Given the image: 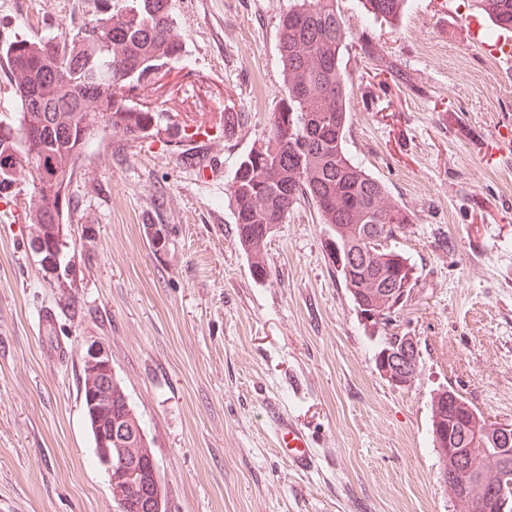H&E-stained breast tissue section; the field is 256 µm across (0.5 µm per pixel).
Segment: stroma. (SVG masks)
I'll return each mask as SVG.
<instances>
[{
  "mask_svg": "<svg viewBox=\"0 0 512 512\" xmlns=\"http://www.w3.org/2000/svg\"><path fill=\"white\" fill-rule=\"evenodd\" d=\"M93 2L0 0V45L68 34ZM170 3L187 59L136 96L168 128L87 144L69 265L46 275L22 198H0V512H115L80 400L92 341L141 418L169 512H459L438 482L431 396L454 389L512 424V71L488 49L489 19L473 0H409L379 24L339 0L346 148L413 215L398 243L416 284L384 330L364 327L312 205L271 237L266 279L237 244L227 194L284 91L290 0ZM388 332L417 339L408 387L376 367ZM272 403L309 435V471L281 454Z\"/></svg>",
  "mask_w": 512,
  "mask_h": 512,
  "instance_id": "1",
  "label": "stroma"
}]
</instances>
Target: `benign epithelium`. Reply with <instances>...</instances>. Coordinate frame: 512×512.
<instances>
[{
	"instance_id": "benign-epithelium-1",
	"label": "benign epithelium",
	"mask_w": 512,
	"mask_h": 512,
	"mask_svg": "<svg viewBox=\"0 0 512 512\" xmlns=\"http://www.w3.org/2000/svg\"><path fill=\"white\" fill-rule=\"evenodd\" d=\"M417 340L399 337L391 349L377 355L380 374L392 385L405 388L415 374ZM82 364L87 368L86 410L92 420L99 465L109 478L110 492L117 510L129 503L130 482L140 473L150 474L151 485L140 503L142 512H167L158 467L148 448L145 433L133 413L112 416V355L98 342L82 348ZM486 448H459L456 438L445 440L441 458V482L451 497L458 493L473 499L478 512H512L506 488L512 487V426L486 424Z\"/></svg>"
}]
</instances>
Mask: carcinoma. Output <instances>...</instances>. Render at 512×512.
<instances>
[{"label":"carcinoma","instance_id":"cac0c4a2","mask_svg":"<svg viewBox=\"0 0 512 512\" xmlns=\"http://www.w3.org/2000/svg\"><path fill=\"white\" fill-rule=\"evenodd\" d=\"M376 22L393 23L408 0H360ZM497 30L512 31V0H476ZM348 28L339 0H292L279 18V53L285 91L271 113L260 146L241 160L230 186L235 232L255 278L268 275L270 236L256 229L283 224L297 204L309 201L326 239L356 251L351 271L338 272L356 310L380 306L375 327H387L407 303L416 281H401L392 300L377 304L372 279L394 280L413 269L397 237L411 221L386 186L346 149L347 77L341 66ZM186 53L168 0H123L60 37H17L0 47L18 111L0 117V195L25 185V218L31 243L56 267L67 253L66 236L52 205V189L70 188L89 132L107 130L136 141L160 132L163 113L131 105L125 88L152 84L153 70ZM57 105L44 112L35 101ZM134 406L119 382L112 384V412Z\"/></svg>","mask_w":512,"mask_h":512}]
</instances>
